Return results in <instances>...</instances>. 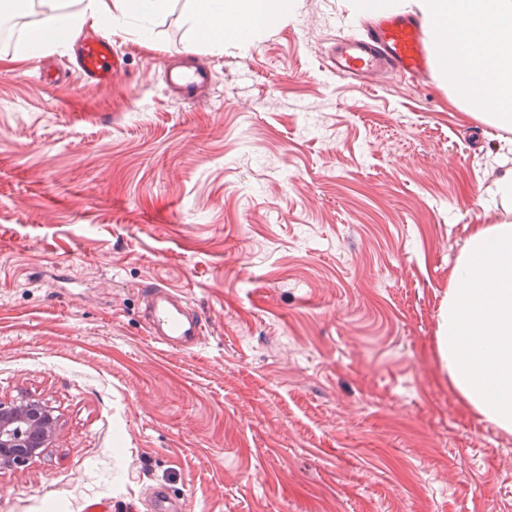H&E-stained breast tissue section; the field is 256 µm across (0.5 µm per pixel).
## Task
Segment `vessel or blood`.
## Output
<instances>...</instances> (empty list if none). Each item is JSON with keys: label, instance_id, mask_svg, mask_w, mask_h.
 Segmentation results:
<instances>
[{"label": "vessel or blood", "instance_id": "1", "mask_svg": "<svg viewBox=\"0 0 512 512\" xmlns=\"http://www.w3.org/2000/svg\"><path fill=\"white\" fill-rule=\"evenodd\" d=\"M433 48L416 14L380 15L363 35L344 36L328 51V66L341 77L359 82L376 81L397 73L416 79L432 73ZM73 71L84 86L112 82L118 73L112 40L97 36L80 42L73 57ZM168 93L183 103L207 100L213 83L204 68L168 69L164 74ZM144 317L149 336L167 349L196 352L203 345L207 325L178 290L152 283L143 291Z\"/></svg>", "mask_w": 512, "mask_h": 512}]
</instances>
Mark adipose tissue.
Wrapping results in <instances>:
<instances>
[{
	"mask_svg": "<svg viewBox=\"0 0 512 512\" xmlns=\"http://www.w3.org/2000/svg\"><path fill=\"white\" fill-rule=\"evenodd\" d=\"M202 39L249 52L256 36L288 18L295 0H191ZM24 45L28 57L75 41L86 28L147 22L167 0H40ZM435 36L436 65L458 106L512 127V0H418ZM440 348L448 378L467 406L512 432V223L475 225L453 268Z\"/></svg>",
	"mask_w": 512,
	"mask_h": 512,
	"instance_id": "ef3b65f1",
	"label": "adipose tissue"
}]
</instances>
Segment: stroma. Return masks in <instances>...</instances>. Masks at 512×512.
<instances>
[{
	"label": "stroma",
	"instance_id": "1",
	"mask_svg": "<svg viewBox=\"0 0 512 512\" xmlns=\"http://www.w3.org/2000/svg\"><path fill=\"white\" fill-rule=\"evenodd\" d=\"M364 22L297 0L244 54L170 0L151 46L113 34L119 73L91 89L71 45L24 59L0 27V402L56 417L0 512H150L159 487L184 512H512V434L439 347L459 251L504 217L479 200L512 129L436 72L332 75ZM189 54L213 74L196 106L163 83ZM149 282L202 313L201 350L151 340Z\"/></svg>",
	"mask_w": 512,
	"mask_h": 512
}]
</instances>
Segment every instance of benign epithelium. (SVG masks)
Masks as SVG:
<instances>
[{"label":"benign epithelium","mask_w":512,"mask_h":512,"mask_svg":"<svg viewBox=\"0 0 512 512\" xmlns=\"http://www.w3.org/2000/svg\"><path fill=\"white\" fill-rule=\"evenodd\" d=\"M55 430L56 418L47 403L0 402V471L27 466L50 447Z\"/></svg>","instance_id":"obj_1"}]
</instances>
